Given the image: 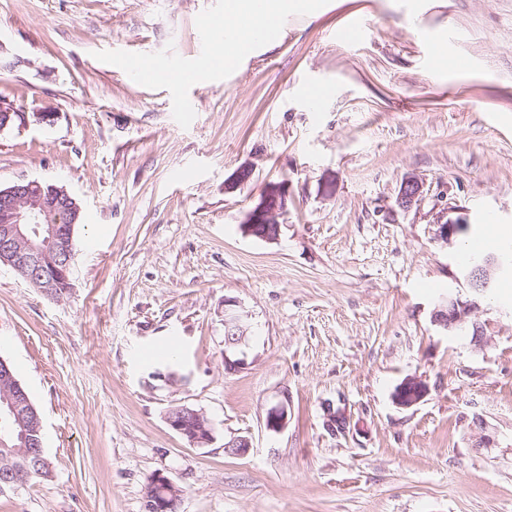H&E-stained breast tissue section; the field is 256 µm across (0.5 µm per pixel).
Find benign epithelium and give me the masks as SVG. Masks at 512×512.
<instances>
[{"instance_id":"obj_1","label":"benign epithelium","mask_w":512,"mask_h":512,"mask_svg":"<svg viewBox=\"0 0 512 512\" xmlns=\"http://www.w3.org/2000/svg\"><path fill=\"white\" fill-rule=\"evenodd\" d=\"M251 169L241 167L224 182V192L232 193L247 182ZM422 194V184L413 178L406 179L401 187L398 203L409 209L417 204ZM286 190L279 185L263 195L246 212L242 229L245 235L266 242L279 239L281 224L277 214L286 207ZM81 207L68 191L39 180H23L0 189V266L7 265L21 274L25 281L45 295L55 298L59 280L68 278L71 270L72 233L62 227L78 223ZM458 234V222L448 220L436 224L434 239L447 245L454 244ZM498 269L494 257L485 258L478 266L468 268L461 277L477 295L485 294L493 284V273ZM479 308L474 300H462L450 295L434 312L433 321L452 335L463 326H472L474 334L470 345L482 348L487 343L486 324L472 319ZM247 327L236 310V301L224 299V371L233 373L241 368L243 360L236 357L238 348L244 344ZM428 393V386L416 378L401 382L392 395L400 407H411ZM31 413L26 392L14 376L8 361L0 358V423H13L20 427L18 438L27 441L33 431L40 433L42 421L35 416L33 424H27ZM170 428L187 439L190 445L204 447L213 441V428L204 413L190 406L175 403L165 416ZM287 423V410L278 405L267 416L268 429L278 432ZM251 448L244 436L232 437L224 442V452L243 456ZM147 508L149 512H167L168 503L181 501V490L173 480L158 472L147 486Z\"/></svg>"}]
</instances>
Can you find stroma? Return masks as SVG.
Masks as SVG:
<instances>
[{
	"label": "stroma",
	"mask_w": 512,
	"mask_h": 512,
	"mask_svg": "<svg viewBox=\"0 0 512 512\" xmlns=\"http://www.w3.org/2000/svg\"><path fill=\"white\" fill-rule=\"evenodd\" d=\"M354 17L362 42L336 41ZM223 18L224 0H0V103L18 114L0 187L62 186L83 215L63 298L0 266V358L52 466L0 512H146L158 471L179 512H512V272L480 301L483 348L433 322L472 296L464 244L499 253L482 212L512 225V0H316L232 71L128 78L132 59L197 65ZM426 32L451 38L438 61ZM322 81L334 94L314 110ZM242 166L251 179L225 192ZM409 177L423 192L405 210ZM279 183V239L245 235ZM443 216L469 224L450 247ZM228 298L250 326L234 373ZM409 377L429 391L403 408ZM175 402L204 412L212 443L169 427ZM233 435L246 455L225 454ZM157 486H163L167 489L169 495L166 499L161 500L156 498L153 494V489ZM147 508L151 512H167L170 501L176 505H180L181 501V490L175 485L173 480L164 475L162 472H158L153 475L147 486L146 492Z\"/></svg>",
	"instance_id": "1"
}]
</instances>
